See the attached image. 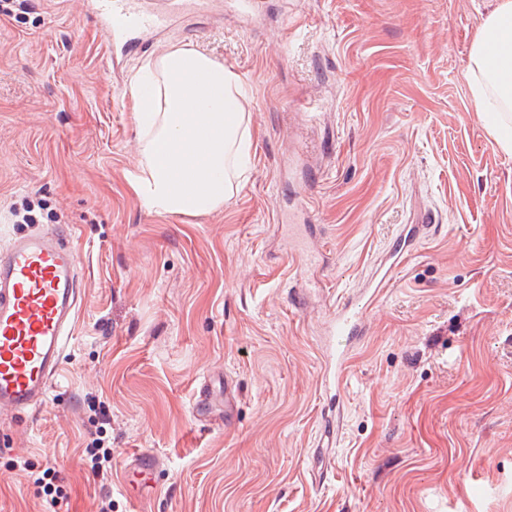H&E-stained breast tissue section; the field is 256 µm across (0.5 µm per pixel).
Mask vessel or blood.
Returning a JSON list of instances; mask_svg holds the SVG:
<instances>
[{
	"label": "vessel or blood",
	"instance_id": "b4317fda",
	"mask_svg": "<svg viewBox=\"0 0 512 512\" xmlns=\"http://www.w3.org/2000/svg\"><path fill=\"white\" fill-rule=\"evenodd\" d=\"M113 54L127 55L163 39L181 20L231 10L244 18L254 0H86ZM430 224L405 225L388 261L413 250ZM78 255L64 230L12 239L0 250V416L41 408L59 373L78 313ZM362 303L337 305L324 352L330 377L343 382L349 350L365 327Z\"/></svg>",
	"mask_w": 512,
	"mask_h": 512
}]
</instances>
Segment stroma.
I'll return each mask as SVG.
<instances>
[{"label": "stroma", "instance_id": "obj_1", "mask_svg": "<svg viewBox=\"0 0 512 512\" xmlns=\"http://www.w3.org/2000/svg\"><path fill=\"white\" fill-rule=\"evenodd\" d=\"M491 2L260 0L250 26L200 18L119 76L76 0L0 14V246L69 229L82 289L44 407L0 418V512H95L105 492L112 512H512V156L466 80ZM171 45L248 90L242 187L196 217L130 183L131 81ZM427 216L329 408L327 320ZM282 224L320 227L319 267L285 254ZM100 411L106 489L81 461ZM142 448L156 473L130 471ZM48 472L66 503L36 486Z\"/></svg>", "mask_w": 512, "mask_h": 512}]
</instances>
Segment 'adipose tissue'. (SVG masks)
I'll list each match as a JSON object with an SVG mask.
<instances>
[{
    "mask_svg": "<svg viewBox=\"0 0 512 512\" xmlns=\"http://www.w3.org/2000/svg\"><path fill=\"white\" fill-rule=\"evenodd\" d=\"M468 88L497 147L512 155V0H496L472 43ZM142 159L131 184L159 214L199 215L236 193L251 162L237 76L189 46L146 60L133 86Z\"/></svg>",
    "mask_w": 512,
    "mask_h": 512,
    "instance_id": "ef3b65f1",
    "label": "adipose tissue"
}]
</instances>
